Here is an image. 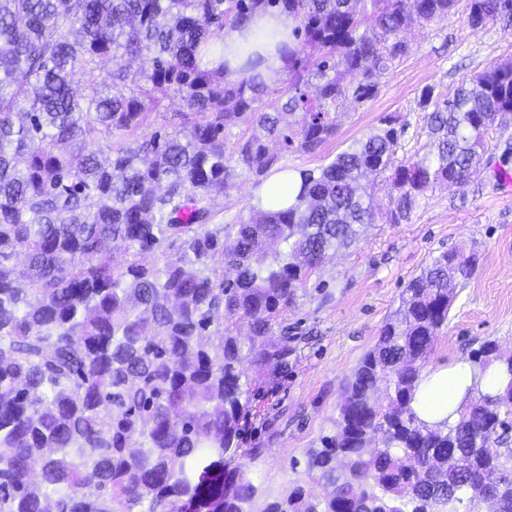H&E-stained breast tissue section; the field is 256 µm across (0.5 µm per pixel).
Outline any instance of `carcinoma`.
Segmentation results:
<instances>
[{
    "label": "carcinoma",
    "mask_w": 512,
    "mask_h": 512,
    "mask_svg": "<svg viewBox=\"0 0 512 512\" xmlns=\"http://www.w3.org/2000/svg\"><path fill=\"white\" fill-rule=\"evenodd\" d=\"M455 2L0 0V512H249L257 488L226 457L259 374L271 361L288 367L302 340L284 313L327 253L374 223L360 179L391 172V224L407 222L434 184L466 185L489 130L512 120V66L446 96L423 88L433 143L417 160L393 165L398 131L385 118L298 171L286 209L254 207L211 229V195L239 173L262 181L281 160L272 143L316 152L336 134L340 106L376 95L404 54L398 34L447 19ZM270 7L296 23L282 48L294 80L280 110L263 112V80L231 81L205 57L225 25ZM468 23L511 28L512 0H470ZM308 48L322 52L313 69ZM133 59L147 68L130 72ZM76 79L93 94L77 95ZM170 93L185 103L174 115L183 138L156 132L127 148ZM247 112L266 136L227 148L226 130ZM269 240L286 250L268 252ZM114 249L131 259L113 267ZM215 265L234 279L212 277ZM476 268L446 251L409 281L352 373L336 432L306 455L321 492L297 486L262 512H457L512 474V356L496 340L467 357L474 384L455 423L430 426L411 406L448 322L449 285ZM276 328L278 343L256 349ZM492 366L498 386L483 391ZM381 386L384 406L370 397Z\"/></svg>",
    "instance_id": "1"
}]
</instances>
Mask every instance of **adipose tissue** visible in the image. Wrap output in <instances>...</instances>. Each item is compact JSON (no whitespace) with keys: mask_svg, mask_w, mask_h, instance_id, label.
Wrapping results in <instances>:
<instances>
[{"mask_svg":"<svg viewBox=\"0 0 512 512\" xmlns=\"http://www.w3.org/2000/svg\"><path fill=\"white\" fill-rule=\"evenodd\" d=\"M292 30V24L280 12H258L247 25L225 28L218 49L209 57L210 65L223 67L225 76L238 82L255 73L266 80L277 78L288 67L278 47L291 39ZM298 187L296 174L274 169L259 187L256 198L265 209L275 205L285 207L293 201ZM472 383L469 363H449L422 378L415 391L413 408L425 422H440L457 409Z\"/></svg>","mask_w":512,"mask_h":512,"instance_id":"adipose-tissue-1","label":"adipose tissue"}]
</instances>
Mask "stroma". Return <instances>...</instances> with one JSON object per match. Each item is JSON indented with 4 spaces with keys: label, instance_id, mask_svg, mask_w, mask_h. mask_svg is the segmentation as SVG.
<instances>
[{
    "label": "stroma",
    "instance_id": "obj_1",
    "mask_svg": "<svg viewBox=\"0 0 512 512\" xmlns=\"http://www.w3.org/2000/svg\"><path fill=\"white\" fill-rule=\"evenodd\" d=\"M469 0H458L447 21L401 33L407 53L380 81L377 94L361 105H345L336 116V135L314 154L284 152L286 169H313L365 139L391 115L402 126L395 161L414 157L429 141L425 114L417 104L429 85L449 94L474 73L512 64V29L467 22ZM492 150L481 174L465 186L437 185L413 211L409 222L388 223L384 177L374 183L376 219L358 242L329 253L309 277L288 311L291 335L301 343L288 368L267 365L258 395L244 410L239 454L232 466L247 465L257 488L253 512L267 499L295 486L317 485L292 460H304L333 434L345 386L354 369L378 341L384 321L398 308L408 281L420 275L433 256L448 249L473 251V278L456 287L448 325L437 336L425 371L465 360L472 341L496 339L512 354V194L499 185L501 147L512 144V124L495 126ZM257 185L252 178L230 179L213 194V221L232 224L248 218Z\"/></svg>",
    "mask_w": 512,
    "mask_h": 512
}]
</instances>
